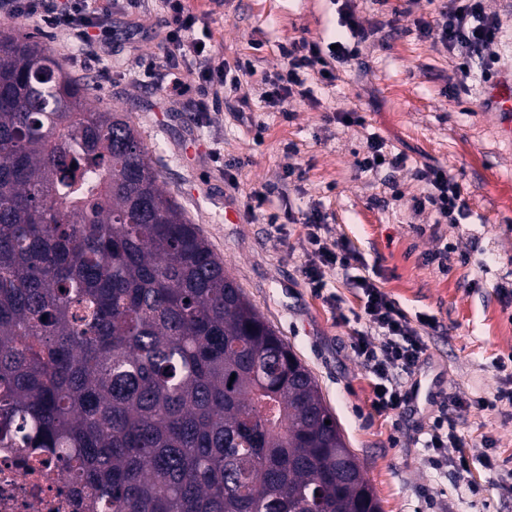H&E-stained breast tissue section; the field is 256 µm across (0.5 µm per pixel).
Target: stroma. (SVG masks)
<instances>
[{
	"label": "stroma",
	"mask_w": 512,
	"mask_h": 512,
	"mask_svg": "<svg viewBox=\"0 0 512 512\" xmlns=\"http://www.w3.org/2000/svg\"><path fill=\"white\" fill-rule=\"evenodd\" d=\"M204 13L214 51L227 60L252 59L257 73L243 77L255 99L251 121L225 102L202 115L172 103L151 67L163 49L152 34L164 24L156 0H144L137 18L112 16V49L94 68L62 55L66 34L24 31L38 39L73 75L87 78L92 107L129 115L166 190L223 259L257 310L274 326L315 377L348 448L356 454L383 512H512V404L487 406L512 372L498 368L512 356V135L503 118L483 106V80L472 93L454 92L455 61L418 21L433 20L437 0H353L363 26H381L358 61L340 68L333 84L314 80L311 95L283 114L260 102V78L280 70L279 48L304 38L328 42L341 35L332 0H189ZM355 109L366 127L326 123L327 114ZM378 133L407 157L405 167L375 174L356 162L367 134ZM445 167L459 181L471 216L464 224L436 225L432 211L415 214L424 186L422 164ZM301 168L290 192L295 216L321 203L335 238L351 241L363 257L356 274L375 278L408 316L437 320L426 330L421 377L426 411L400 419L377 413L371 378L351 349L354 323L336 319L302 273L300 227L271 233L263 216L247 208L287 166ZM447 251L448 268L430 255ZM451 411L473 462L470 493L455 473L425 462L423 441L450 398ZM491 458L495 470L479 464Z\"/></svg>",
	"instance_id": "obj_1"
}]
</instances>
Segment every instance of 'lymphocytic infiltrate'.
<instances>
[{
	"instance_id": "lymphocytic-infiltrate-1",
	"label": "lymphocytic infiltrate",
	"mask_w": 512,
	"mask_h": 512,
	"mask_svg": "<svg viewBox=\"0 0 512 512\" xmlns=\"http://www.w3.org/2000/svg\"><path fill=\"white\" fill-rule=\"evenodd\" d=\"M142 0H0V14L11 17L38 19L47 29L60 31L73 40L75 53L84 64L96 63L97 48L112 36L108 25L113 12L132 15ZM167 18L157 37L164 48L156 78L173 101H180L188 88H195L197 99L194 109L209 111L219 102L224 88L237 90L235 109H252L249 94L241 93L243 76L256 72L251 59L227 62L213 54L210 43L198 35L201 17L187 0H160ZM339 24L348 35L330 47L299 39L282 47L284 65L271 76H263L264 104L279 112L287 111L295 96L307 95L308 75L326 76L335 81L337 66L345 65L360 55L359 46L373 37V30L360 22L351 0H343L338 9ZM422 34L437 33L439 42L449 54L457 57L456 68L461 79H469L472 67H479L482 77H490L499 64V57L490 55V46L502 37L503 24L498 15L487 12L484 0H445L434 22L421 23ZM407 161L404 153L394 151L378 134L366 138L360 172L375 173L382 168L397 169ZM417 177L427 190L423 196L413 198L412 209L420 213L432 208L439 219L461 224L469 216V207L458 181L444 167L425 165L418 169ZM328 216L320 205H311L301 224L299 239L306 250L307 260L303 274L315 292H324L326 269L339 272L348 270L360 256L345 239L336 240L329 234ZM361 302L356 320L362 328L356 331L352 349L375 379L376 390L372 406L377 412L405 410L410 392L405 385L414 376L426 351L421 333L423 327L433 325V317L418 316L410 320L398 304L383 292L372 278L356 283ZM462 439L454 422L448 416H438L424 446L428 462L433 469L454 467L457 473L470 471L468 457L449 456V449H459Z\"/></svg>"
}]
</instances>
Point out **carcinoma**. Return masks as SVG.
Returning <instances> with one entry per match:
<instances>
[{
	"label": "carcinoma",
	"mask_w": 512,
	"mask_h": 512,
	"mask_svg": "<svg viewBox=\"0 0 512 512\" xmlns=\"http://www.w3.org/2000/svg\"><path fill=\"white\" fill-rule=\"evenodd\" d=\"M86 88L0 23V448L56 459L83 512H382L311 372Z\"/></svg>",
	"instance_id": "carcinoma-1"
}]
</instances>
